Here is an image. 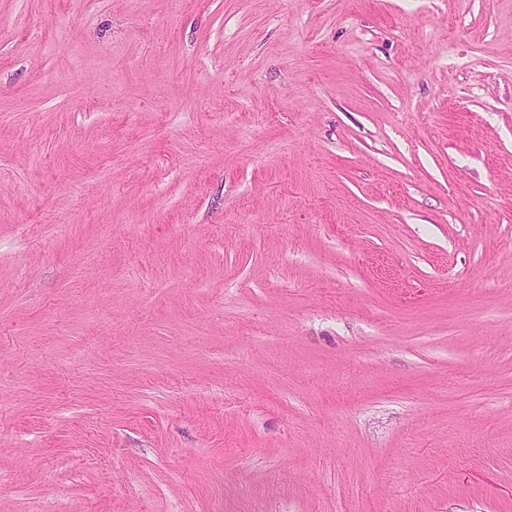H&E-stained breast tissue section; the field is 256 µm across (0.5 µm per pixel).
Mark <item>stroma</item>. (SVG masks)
<instances>
[{
  "instance_id": "stroma-1",
  "label": "stroma",
  "mask_w": 512,
  "mask_h": 512,
  "mask_svg": "<svg viewBox=\"0 0 512 512\" xmlns=\"http://www.w3.org/2000/svg\"><path fill=\"white\" fill-rule=\"evenodd\" d=\"M0 512H512V0H0Z\"/></svg>"
}]
</instances>
